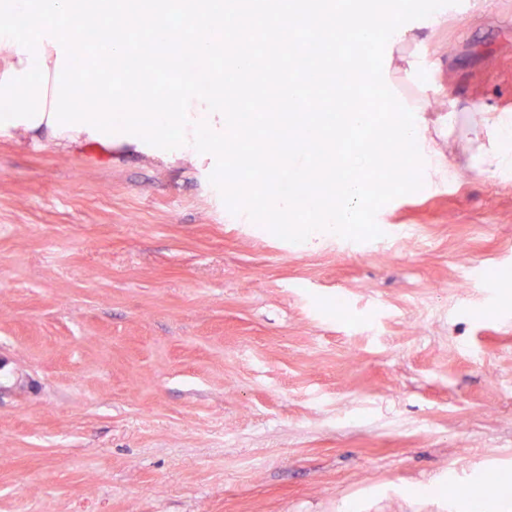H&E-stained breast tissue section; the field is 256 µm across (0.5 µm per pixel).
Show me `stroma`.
Segmentation results:
<instances>
[{"instance_id":"35a3bbf8","label":"stroma","mask_w":512,"mask_h":512,"mask_svg":"<svg viewBox=\"0 0 512 512\" xmlns=\"http://www.w3.org/2000/svg\"><path fill=\"white\" fill-rule=\"evenodd\" d=\"M441 2L390 88L461 147L512 0ZM211 173L0 129V512H512V172L375 170L301 243Z\"/></svg>"}]
</instances>
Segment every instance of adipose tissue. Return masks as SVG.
<instances>
[{
  "label": "adipose tissue",
  "instance_id": "obj_1",
  "mask_svg": "<svg viewBox=\"0 0 512 512\" xmlns=\"http://www.w3.org/2000/svg\"><path fill=\"white\" fill-rule=\"evenodd\" d=\"M62 19L79 27L91 21L88 13L78 9L77 0H11L9 20L0 24V44L12 47L18 64L0 77V99L14 103L13 108L0 111V128L24 133L43 130L56 141L73 145L89 140L112 142L111 104L100 96L88 100L79 91L77 76L70 66L71 45L61 36L58 26ZM330 29L334 32L352 29L368 39L376 31H383L384 39L373 59V70L378 80L384 81L394 62L392 51L407 40L410 26L400 11L382 23L364 11L357 15H334ZM216 103V95L211 94L194 112L163 107L147 113L144 121L156 132L180 131L181 137L173 145L165 146L130 134L124 136L123 142L134 150H148L160 156L174 150L196 152L212 167H223L224 115L216 110ZM389 109L394 120L379 129L378 140L390 145L410 141L420 146L413 156L396 163L395 184L407 188L436 175H449L443 152L424 142L422 128L415 121L411 107L395 100ZM472 125L483 133L485 140L476 147H464L457 166L493 174L512 170V113L480 108ZM369 192L366 181L343 175L329 181L325 196L295 199L281 194L272 206L283 216L299 208L315 211L326 226L352 224Z\"/></svg>",
  "mask_w": 512,
  "mask_h": 512
}]
</instances>
